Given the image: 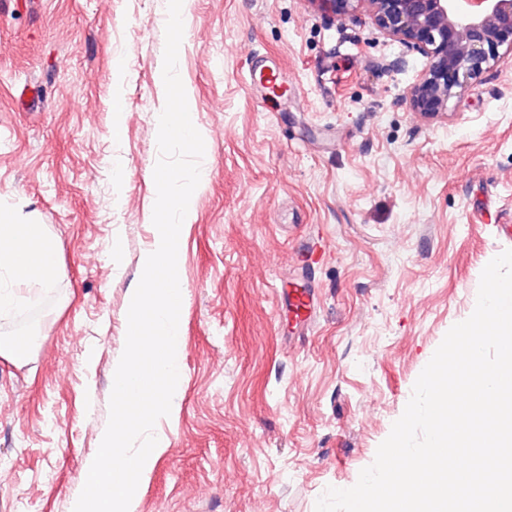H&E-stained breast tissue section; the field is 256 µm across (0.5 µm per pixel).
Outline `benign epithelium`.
Instances as JSON below:
<instances>
[{
	"label": "benign epithelium",
	"mask_w": 512,
	"mask_h": 512,
	"mask_svg": "<svg viewBox=\"0 0 512 512\" xmlns=\"http://www.w3.org/2000/svg\"><path fill=\"white\" fill-rule=\"evenodd\" d=\"M342 16L362 7L386 35L429 60L410 88L414 111L447 109L454 89L496 61L498 48L512 53V0H313Z\"/></svg>",
	"instance_id": "7a95c632"
}]
</instances>
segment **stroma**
Masks as SVG:
<instances>
[{
  "instance_id": "35a3bbf8",
  "label": "stroma",
  "mask_w": 512,
  "mask_h": 512,
  "mask_svg": "<svg viewBox=\"0 0 512 512\" xmlns=\"http://www.w3.org/2000/svg\"><path fill=\"white\" fill-rule=\"evenodd\" d=\"M182 19L208 177L180 243L169 445L135 510L315 512L373 463L512 249V54L424 117L408 91L427 58L363 10L188 0ZM166 20L167 0H0V208L45 224L58 260L0 313V338L33 340L0 356V512H69L108 424L153 238ZM314 234L305 319L284 294Z\"/></svg>"
}]
</instances>
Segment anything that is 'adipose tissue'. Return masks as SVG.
Instances as JSON below:
<instances>
[{
	"mask_svg": "<svg viewBox=\"0 0 512 512\" xmlns=\"http://www.w3.org/2000/svg\"><path fill=\"white\" fill-rule=\"evenodd\" d=\"M11 283L50 284L57 274L56 250L44 227L0 209V272Z\"/></svg>",
	"mask_w": 512,
	"mask_h": 512,
	"instance_id": "ef3b65f1",
	"label": "adipose tissue"
}]
</instances>
